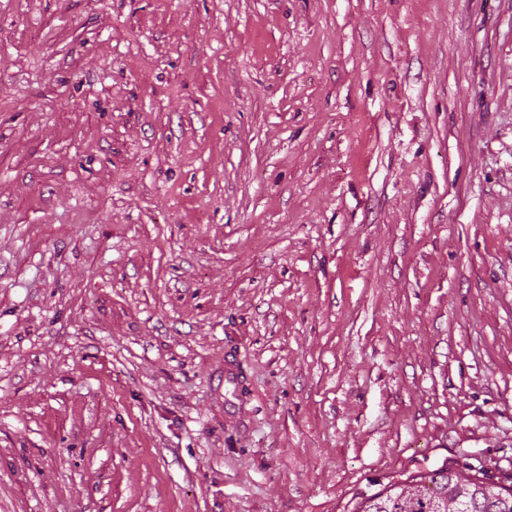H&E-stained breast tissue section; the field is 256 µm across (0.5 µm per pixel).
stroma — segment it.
Listing matches in <instances>:
<instances>
[{
	"mask_svg": "<svg viewBox=\"0 0 512 512\" xmlns=\"http://www.w3.org/2000/svg\"><path fill=\"white\" fill-rule=\"evenodd\" d=\"M472 455L512 0H0V512H355Z\"/></svg>",
	"mask_w": 512,
	"mask_h": 512,
	"instance_id": "35a3bbf8",
	"label": "stroma"
}]
</instances>
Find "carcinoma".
I'll return each instance as SVG.
<instances>
[{
    "label": "carcinoma",
    "mask_w": 512,
    "mask_h": 512,
    "mask_svg": "<svg viewBox=\"0 0 512 512\" xmlns=\"http://www.w3.org/2000/svg\"><path fill=\"white\" fill-rule=\"evenodd\" d=\"M358 512H512V474L452 463L386 484Z\"/></svg>",
    "instance_id": "carcinoma-1"
}]
</instances>
